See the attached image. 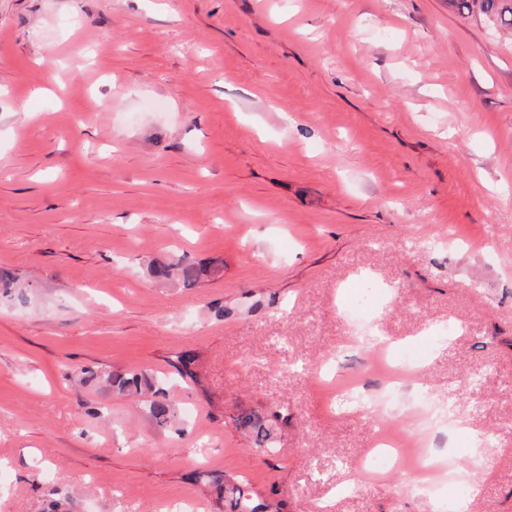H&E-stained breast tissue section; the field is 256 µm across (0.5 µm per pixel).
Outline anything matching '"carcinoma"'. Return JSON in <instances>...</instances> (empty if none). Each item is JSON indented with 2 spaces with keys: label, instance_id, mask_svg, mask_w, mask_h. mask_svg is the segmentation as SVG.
I'll use <instances>...</instances> for the list:
<instances>
[{
  "label": "carcinoma",
  "instance_id": "carcinoma-1",
  "mask_svg": "<svg viewBox=\"0 0 512 512\" xmlns=\"http://www.w3.org/2000/svg\"><path fill=\"white\" fill-rule=\"evenodd\" d=\"M458 8L469 13L478 12L491 22L512 29V0H449ZM203 268L196 263L184 260L155 262L149 266L152 278L166 281L176 278L186 287L198 284ZM0 295L3 297H23L15 277L0 271ZM195 355L188 351H177L171 355L170 364L183 381L197 380ZM86 383H104L119 394H148L147 411L150 418L160 428L179 424L180 413L162 382L156 380L147 370H110L99 373L91 368L81 370ZM238 425L255 434L257 445L270 448L271 432L266 423L251 414L238 417ZM208 480L215 486L220 500L224 502V512H273V505L261 494L244 488L230 476H210Z\"/></svg>",
  "mask_w": 512,
  "mask_h": 512
}]
</instances>
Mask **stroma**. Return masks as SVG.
Segmentation results:
<instances>
[{
	"instance_id": "stroma-1",
	"label": "stroma",
	"mask_w": 512,
	"mask_h": 512,
	"mask_svg": "<svg viewBox=\"0 0 512 512\" xmlns=\"http://www.w3.org/2000/svg\"><path fill=\"white\" fill-rule=\"evenodd\" d=\"M177 257L213 271L149 276ZM1 268L0 512H218L196 471L281 512H431L392 475L352 491L377 411L311 378L379 336L424 349L392 424L422 437L426 395L452 467L494 463L473 512H512V29L448 0H0ZM84 367L169 381L180 431ZM169 362L183 381L195 382L197 380L198 376L195 368L196 358L194 354L189 351H177L171 355ZM238 425L243 429H249L255 434V439L257 445L266 451V449H271V432L266 423L262 422L260 419L251 414H242L237 419Z\"/></svg>"
}]
</instances>
